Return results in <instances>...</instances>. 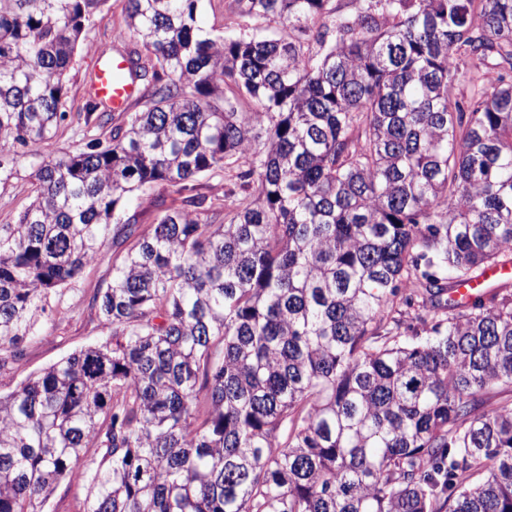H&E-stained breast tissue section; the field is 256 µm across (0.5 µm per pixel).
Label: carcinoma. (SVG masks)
<instances>
[{
  "label": "carcinoma",
  "mask_w": 512,
  "mask_h": 512,
  "mask_svg": "<svg viewBox=\"0 0 512 512\" xmlns=\"http://www.w3.org/2000/svg\"><path fill=\"white\" fill-rule=\"evenodd\" d=\"M108 0H0V376L92 262L110 337L0 394V512H512V0H126L151 88L46 159ZM281 26L273 37L255 30ZM466 84L459 98L452 87ZM246 96L258 104L239 111ZM224 174V222L196 192ZM182 206L147 228L132 196ZM204 22L207 27L230 33L237 27L234 0H205ZM26 159L19 164L16 178L0 191V224H13L17 214L34 196L35 184ZM85 489L79 484L63 481L48 503V512H83Z\"/></svg>",
  "instance_id": "1"
}]
</instances>
